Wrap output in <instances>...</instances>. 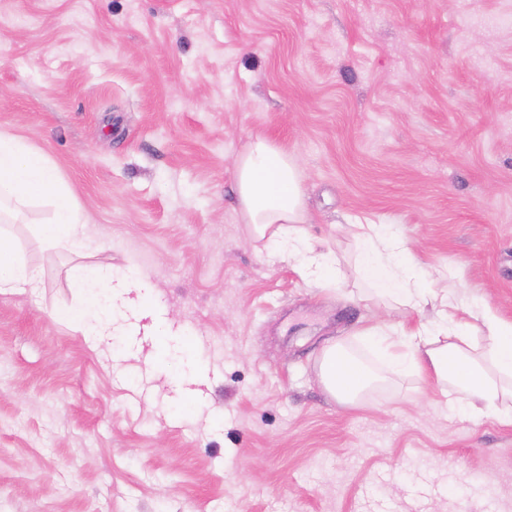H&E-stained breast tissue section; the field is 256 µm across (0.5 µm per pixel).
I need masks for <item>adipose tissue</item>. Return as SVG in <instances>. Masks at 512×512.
I'll list each match as a JSON object with an SVG mask.
<instances>
[{
	"mask_svg": "<svg viewBox=\"0 0 512 512\" xmlns=\"http://www.w3.org/2000/svg\"><path fill=\"white\" fill-rule=\"evenodd\" d=\"M234 177L243 221L250 224L254 241L278 247L315 280L343 282L335 254L317 249L304 229L308 216L292 155L256 138L237 157ZM35 199L52 201L54 212L48 222L31 225L34 239L47 251L80 253L86 244L85 216L70 199L56 168L27 142L0 132V294L41 284L38 269L24 257L9 228ZM354 238L358 249L354 278L370 288L373 298L411 309L429 305L438 310L435 321L414 327H369L365 334L370 342L392 365H406L456 386L465 396L462 411L489 412L512 423V322L499 317L486 302L474 300L460 307L449 293L432 288L406 256L392 225H355ZM70 281L75 293L86 300L100 292L114 298L146 286L140 278L81 266L72 268ZM320 379L332 395L351 403L373 387L377 377L335 343L323 353Z\"/></svg>",
	"mask_w": 512,
	"mask_h": 512,
	"instance_id": "1",
	"label": "adipose tissue"
}]
</instances>
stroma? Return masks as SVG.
I'll list each match as a JSON object with an SVG mask.
<instances>
[{"mask_svg":"<svg viewBox=\"0 0 512 512\" xmlns=\"http://www.w3.org/2000/svg\"><path fill=\"white\" fill-rule=\"evenodd\" d=\"M0 131L57 168L84 254L14 232L0 294V512H512V425L406 372L355 405L324 349L433 320L306 278L253 241L233 162L293 154L306 231L351 274L390 224L435 288L512 321V0H0ZM81 264L151 285L84 336ZM0 227V294L19 288H40L38 269L31 265L20 251L13 233ZM59 316L61 319L79 324L85 336H92L97 341L101 340L103 336H112V315L108 319L100 321V317L87 309H81L62 312Z\"/></svg>","mask_w":512,"mask_h":512,"instance_id":"stroma-1","label":"stroma"}]
</instances>
